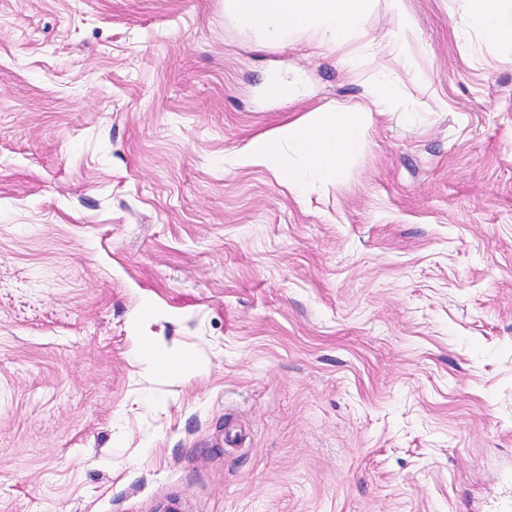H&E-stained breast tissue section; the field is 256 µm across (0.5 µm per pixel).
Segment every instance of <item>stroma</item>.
Listing matches in <instances>:
<instances>
[{"instance_id": "stroma-1", "label": "stroma", "mask_w": 512, "mask_h": 512, "mask_svg": "<svg viewBox=\"0 0 512 512\" xmlns=\"http://www.w3.org/2000/svg\"><path fill=\"white\" fill-rule=\"evenodd\" d=\"M358 30L340 54L258 46L224 0H0V512L512 497V40L466 0H369ZM339 106L364 147L304 196L237 165ZM376 82L380 87V96L375 100L376 103L385 111L392 112L397 110L399 100L395 95V78L392 73L384 68H380Z\"/></svg>"}]
</instances>
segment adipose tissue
Segmentation results:
<instances>
[{
  "label": "adipose tissue",
  "instance_id": "obj_1",
  "mask_svg": "<svg viewBox=\"0 0 512 512\" xmlns=\"http://www.w3.org/2000/svg\"><path fill=\"white\" fill-rule=\"evenodd\" d=\"M368 0H225V8L246 32L270 44L294 43L303 37L336 49L357 33ZM470 24L492 40L512 38V18H504L499 0H467ZM369 115L352 117L342 108L312 111L249 143L239 154L243 166L287 170L296 194L309 183L335 174L364 146Z\"/></svg>",
  "mask_w": 512,
  "mask_h": 512
}]
</instances>
